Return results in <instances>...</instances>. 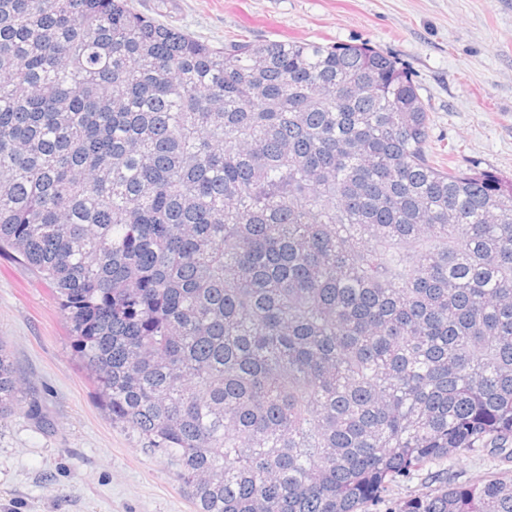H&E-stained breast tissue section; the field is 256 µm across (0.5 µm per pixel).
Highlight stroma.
<instances>
[{"mask_svg":"<svg viewBox=\"0 0 512 512\" xmlns=\"http://www.w3.org/2000/svg\"><path fill=\"white\" fill-rule=\"evenodd\" d=\"M215 46L268 39L369 44L410 74L429 112L427 154L443 169L512 179V0H130ZM0 339L44 423L0 422V512H193L173 470L100 408L50 287L0 254ZM512 477V438L399 480L394 499Z\"/></svg>","mask_w":512,"mask_h":512,"instance_id":"35a3bbf8","label":"stroma"}]
</instances>
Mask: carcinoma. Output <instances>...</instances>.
Wrapping results in <instances>:
<instances>
[{"mask_svg":"<svg viewBox=\"0 0 512 512\" xmlns=\"http://www.w3.org/2000/svg\"><path fill=\"white\" fill-rule=\"evenodd\" d=\"M429 124L366 43L0 0V250L196 512H367L512 436V180L435 167ZM392 512H512V477Z\"/></svg>","mask_w":512,"mask_h":512,"instance_id":"carcinoma-1","label":"carcinoma"}]
</instances>
